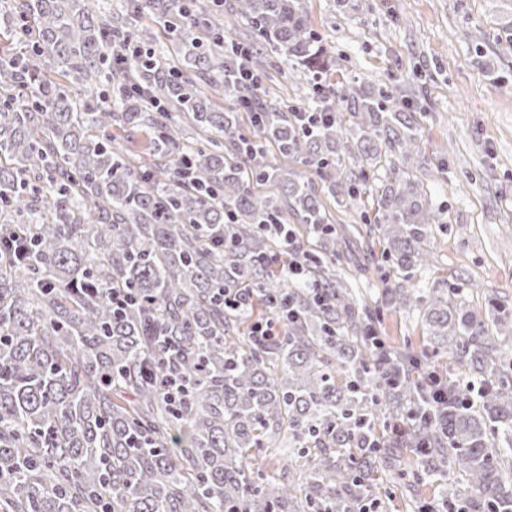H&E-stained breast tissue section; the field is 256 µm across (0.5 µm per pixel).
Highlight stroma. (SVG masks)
<instances>
[{"mask_svg":"<svg viewBox=\"0 0 512 512\" xmlns=\"http://www.w3.org/2000/svg\"><path fill=\"white\" fill-rule=\"evenodd\" d=\"M336 80L414 91L420 149L413 175L442 227L421 285L496 297L512 309V0H303ZM388 343L428 341L416 310L379 312Z\"/></svg>","mask_w":512,"mask_h":512,"instance_id":"1","label":"stroma"}]
</instances>
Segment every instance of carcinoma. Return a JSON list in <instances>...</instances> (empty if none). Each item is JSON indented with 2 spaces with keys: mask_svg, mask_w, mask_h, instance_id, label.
Returning a JSON list of instances; mask_svg holds the SVG:
<instances>
[{
  "mask_svg": "<svg viewBox=\"0 0 512 512\" xmlns=\"http://www.w3.org/2000/svg\"><path fill=\"white\" fill-rule=\"evenodd\" d=\"M229 12L258 39L245 56L224 45V0H130L107 17L102 0L0 11V512H365L384 508L383 474L417 512H512V379L488 333L512 337V312L415 286L441 212L396 163L418 151L414 111L331 80L302 0H233ZM145 14L184 69L163 64ZM271 52L290 79L324 75L306 111L349 119L310 124L261 97ZM242 67L253 84L224 81ZM114 127L144 135L147 158ZM377 167L366 234L397 277L368 302L338 285L328 203L356 205ZM267 182L274 193L255 190ZM299 226L322 297L271 266L285 234L302 242ZM114 288L135 300L118 321ZM227 288L241 306L224 307ZM381 306L423 310L431 355L455 362L440 383L378 337ZM270 315L282 330L259 343L251 325ZM169 379L183 385L176 401ZM280 439L287 465L271 472L263 459ZM450 473L474 495L448 492Z\"/></svg>",
  "mask_w": 512,
  "mask_h": 512,
  "instance_id": "obj_1",
  "label": "carcinoma"
}]
</instances>
